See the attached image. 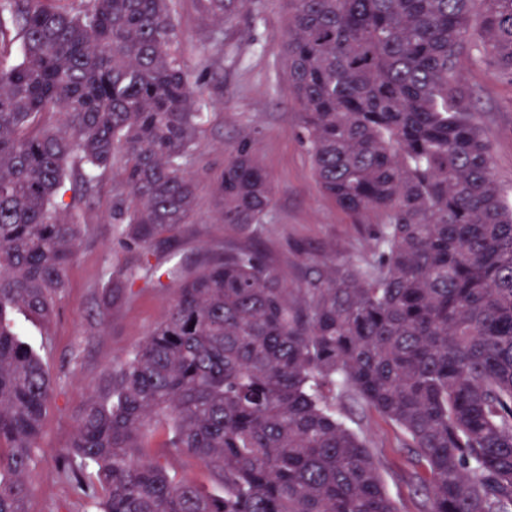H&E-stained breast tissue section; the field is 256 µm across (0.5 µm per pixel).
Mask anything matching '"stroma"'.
Listing matches in <instances>:
<instances>
[{
    "label": "stroma",
    "mask_w": 512,
    "mask_h": 512,
    "mask_svg": "<svg viewBox=\"0 0 512 512\" xmlns=\"http://www.w3.org/2000/svg\"><path fill=\"white\" fill-rule=\"evenodd\" d=\"M290 13L289 0H250L232 20L218 24L206 19L198 0H176L173 17L184 64L201 87L209 120L188 163L197 175L194 215L151 244L152 265L191 272L213 253L249 244L275 261L285 284L297 291L324 269L367 255L368 225L353 223L314 175L282 52ZM461 65L475 119L491 146L495 179L512 201V82L476 56L463 58ZM244 138L273 188L262 223L247 230L224 224L217 193L225 151ZM116 183L112 175H102L87 193L78 213L86 231L66 272L53 321L12 315L24 339L44 356L54 384L25 512H85V503L60 472L58 454L108 368L149 336L171 309L173 285L158 284L143 273L133 286L115 289L107 318L99 316L106 271L137 259L115 237ZM343 406L348 425L380 459L385 488L401 512H424L425 497L417 490L401 432L362 402L347 400Z\"/></svg>",
    "instance_id": "stroma-1"
}]
</instances>
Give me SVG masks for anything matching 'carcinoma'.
I'll return each mask as SVG.
<instances>
[{"label": "carcinoma", "mask_w": 512, "mask_h": 512, "mask_svg": "<svg viewBox=\"0 0 512 512\" xmlns=\"http://www.w3.org/2000/svg\"><path fill=\"white\" fill-rule=\"evenodd\" d=\"M199 2L221 23L247 4ZM171 3L0 0V512L33 490L53 391L6 313L52 319L75 212L105 172L117 238L139 253L101 317L139 268L179 286L60 452L93 512H400L338 393L401 430L429 512H512V203L458 77L474 49L512 82V0H291L283 48L317 180L372 231L366 257L297 297L248 247L185 277L150 263L194 211L206 120ZM219 194L224 223L262 222L272 185L249 141ZM169 466L176 472L178 478L190 482H205L206 472L196 461L187 457H170Z\"/></svg>", "instance_id": "1"}]
</instances>
